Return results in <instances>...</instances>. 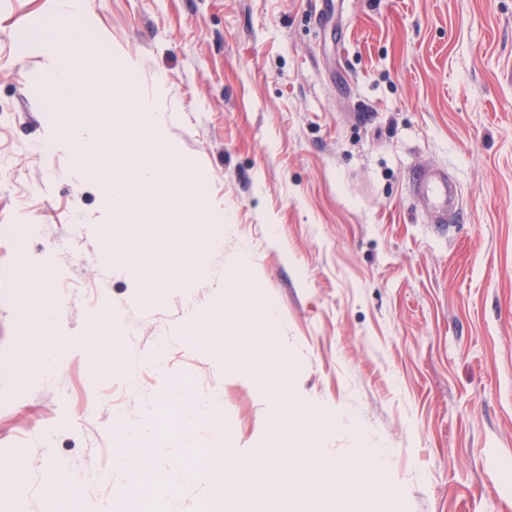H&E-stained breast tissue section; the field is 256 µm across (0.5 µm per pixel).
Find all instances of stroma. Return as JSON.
Here are the masks:
<instances>
[{"label": "stroma", "instance_id": "stroma-1", "mask_svg": "<svg viewBox=\"0 0 512 512\" xmlns=\"http://www.w3.org/2000/svg\"><path fill=\"white\" fill-rule=\"evenodd\" d=\"M48 0H0V456L26 463L20 512H42L64 464L86 504L141 512L112 459L171 380L189 382L244 460L269 455L277 412L248 367L224 373L182 333L248 255L279 317L293 391L329 458L355 431L388 449L396 512H512V0H88L87 22L130 75L80 53L64 96L25 35ZM162 94V119L232 232L207 277L142 305L135 270L103 260V201L45 153L95 101ZM447 171L452 228L414 191ZM51 255L68 334L103 299L124 334L47 377L18 362L27 264ZM335 414L343 425L325 429Z\"/></svg>", "mask_w": 512, "mask_h": 512}]
</instances>
